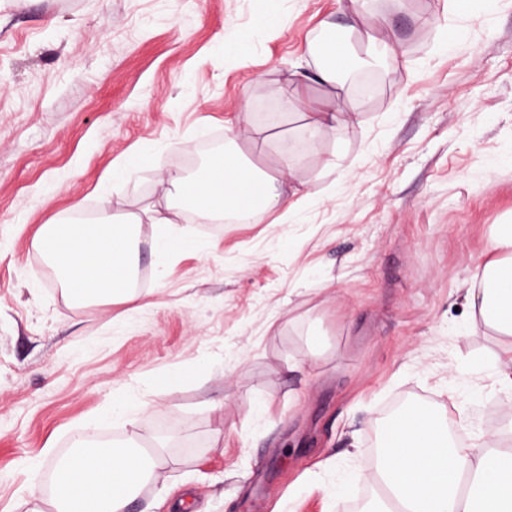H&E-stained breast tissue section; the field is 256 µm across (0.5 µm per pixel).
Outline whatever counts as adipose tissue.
Returning a JSON list of instances; mask_svg holds the SVG:
<instances>
[{
    "label": "adipose tissue",
    "instance_id": "1",
    "mask_svg": "<svg viewBox=\"0 0 512 512\" xmlns=\"http://www.w3.org/2000/svg\"><path fill=\"white\" fill-rule=\"evenodd\" d=\"M348 33L358 34L381 59L397 56L372 0H348ZM297 153L280 150V167L268 174L248 161L238 145L207 159L200 173H171L159 181L168 208L192 200L201 222L234 214L251 218L289 208L283 191L294 177ZM137 227L134 220L109 214L84 224L44 225L31 247L55 268L72 302H126L134 289ZM482 278L465 290L472 320L505 336L496 357L498 377L512 394V224L498 225L482 252ZM386 446L370 475L398 501L402 512H512V425L474 446L455 445L446 421L430 411L410 415L384 431ZM165 463L162 449L144 453L134 444L74 451L53 476L41 482L33 465L29 496L32 512H126L135 492Z\"/></svg>",
    "mask_w": 512,
    "mask_h": 512
}]
</instances>
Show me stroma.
I'll use <instances>...</instances> for the list:
<instances>
[{"mask_svg": "<svg viewBox=\"0 0 512 512\" xmlns=\"http://www.w3.org/2000/svg\"><path fill=\"white\" fill-rule=\"evenodd\" d=\"M345 2L0 0V512H26L29 463L104 431L168 447L129 512H341L393 398L427 395L472 443L512 422L503 338L462 308L512 217V0H377L399 62L367 103L296 70ZM292 86L360 124L260 121ZM231 124L270 170L303 140L307 198L217 231L151 223L159 179ZM104 211L140 219L142 285L78 306L31 241ZM162 232L196 246L156 251Z\"/></svg>", "mask_w": 512, "mask_h": 512, "instance_id": "1", "label": "stroma"}]
</instances>
